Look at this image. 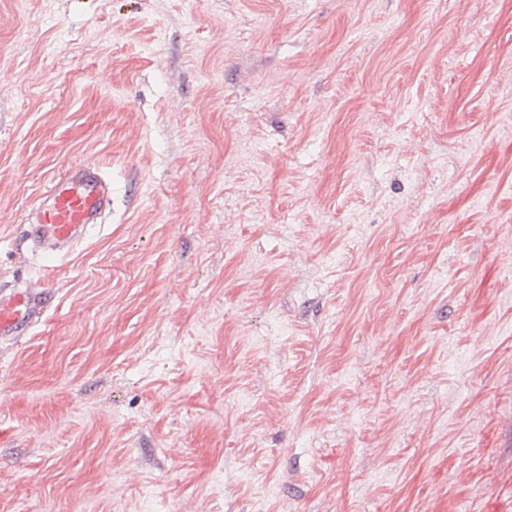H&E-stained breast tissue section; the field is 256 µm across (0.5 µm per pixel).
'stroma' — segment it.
Returning <instances> with one entry per match:
<instances>
[{
  "label": "stroma",
  "instance_id": "stroma-1",
  "mask_svg": "<svg viewBox=\"0 0 512 512\" xmlns=\"http://www.w3.org/2000/svg\"><path fill=\"white\" fill-rule=\"evenodd\" d=\"M508 236L512 0H0V512H512ZM48 203L35 210L26 239L37 254L66 256L112 206V190L101 167L76 164L64 176L50 180ZM0 348L20 336H28L42 321L51 304L48 288L38 282L15 283L0 287Z\"/></svg>",
  "mask_w": 512,
  "mask_h": 512
}]
</instances>
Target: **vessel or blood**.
<instances>
[{"instance_id": "1", "label": "vessel or blood", "mask_w": 512, "mask_h": 512, "mask_svg": "<svg viewBox=\"0 0 512 512\" xmlns=\"http://www.w3.org/2000/svg\"><path fill=\"white\" fill-rule=\"evenodd\" d=\"M112 206V191L101 167L76 164L52 178L47 204L39 205L28 224L26 238L33 252L66 256L88 230L101 223ZM51 304L48 288L38 282H15L0 289V347L29 335Z\"/></svg>"}]
</instances>
